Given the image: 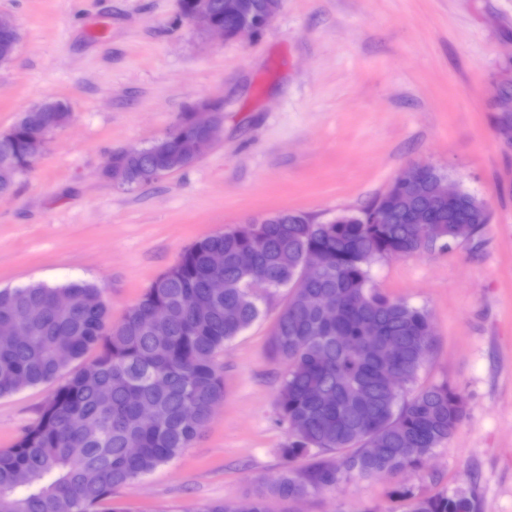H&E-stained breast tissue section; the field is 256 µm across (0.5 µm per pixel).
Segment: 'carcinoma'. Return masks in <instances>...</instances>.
<instances>
[{
  "label": "carcinoma",
  "instance_id": "obj_1",
  "mask_svg": "<svg viewBox=\"0 0 512 512\" xmlns=\"http://www.w3.org/2000/svg\"><path fill=\"white\" fill-rule=\"evenodd\" d=\"M20 33L0 35V65L9 63ZM72 118L51 98L24 110L0 133V194L30 169L27 145ZM139 181L155 162L145 149L126 157ZM443 173L423 167L409 191L381 195L344 224L315 223L283 211L205 236L158 275L122 320L112 324L102 289L91 282L63 286L30 283L0 288V397L64 378L31 424L0 450V512H95L112 489L134 483L170 462L208 425L223 399L216 356L261 315L256 288H293L272 331L271 347L284 364L278 391L289 440L288 459L265 490L238 502L210 503L197 512H271L269 499L294 500L328 491L380 467L417 469L452 437L466 413L462 395L448 386L408 394L433 344L428 313L379 293L371 264L416 254L437 243L474 238L488 222L483 202L463 190L450 204L432 193ZM253 254L250 264L239 253ZM224 254V292L210 294V254ZM323 255L329 267L300 279L306 261ZM72 297L55 306L56 294ZM336 298V318L322 313ZM367 330L378 345H363ZM397 346L392 358L382 349ZM96 347L93 359L70 365ZM394 370L402 380L387 386ZM154 408L151 418L142 405ZM196 422L183 416L188 406ZM312 455L301 471L291 463ZM406 512H476L464 493L418 498L399 492Z\"/></svg>",
  "mask_w": 512,
  "mask_h": 512
}]
</instances>
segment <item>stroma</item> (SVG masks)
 Segmentation results:
<instances>
[{"mask_svg":"<svg viewBox=\"0 0 512 512\" xmlns=\"http://www.w3.org/2000/svg\"><path fill=\"white\" fill-rule=\"evenodd\" d=\"M20 42L0 66V132L46 98L71 122L0 195V288L87 280L113 321L198 239L280 211L324 223L357 212L412 166L430 165L487 207L478 236L384 258L379 292L428 312L433 348L418 387L466 402L453 436L418 471L355 477L273 512H404L464 492L512 512V146L498 88L512 82V0H283L249 40L188 24L180 0H0ZM224 122L198 161L117 186L102 170L144 148L201 100ZM263 316L216 361L224 398L190 447L104 512H196L254 495L285 466L283 367L270 337L285 288L258 289ZM48 383L0 397V448L34 423Z\"/></svg>","mask_w":512,"mask_h":512,"instance_id":"1","label":"stroma"}]
</instances>
